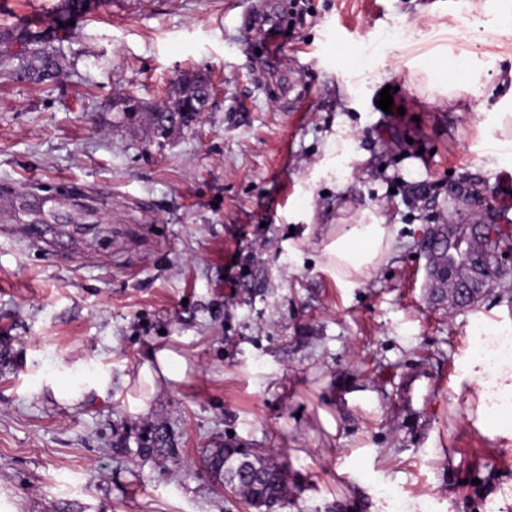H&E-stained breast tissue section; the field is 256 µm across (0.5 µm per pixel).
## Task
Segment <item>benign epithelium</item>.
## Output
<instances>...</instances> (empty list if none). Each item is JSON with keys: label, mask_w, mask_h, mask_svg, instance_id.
I'll list each match as a JSON object with an SVG mask.
<instances>
[{"label": "benign epithelium", "mask_w": 512, "mask_h": 512, "mask_svg": "<svg viewBox=\"0 0 512 512\" xmlns=\"http://www.w3.org/2000/svg\"><path fill=\"white\" fill-rule=\"evenodd\" d=\"M203 96L192 99L194 111L152 112L151 121L162 137H170L190 124V120H199L205 112L200 102ZM448 198L468 203V207L482 214V223L468 225V235L481 242V247L469 257L467 276L460 280L451 279L448 264H435L432 267L434 277L443 283H451L455 289V301L459 305H468L484 296L493 288L512 282V226L498 222L494 199L480 194L465 184L453 186L448 190Z\"/></svg>", "instance_id": "benign-epithelium-1"}]
</instances>
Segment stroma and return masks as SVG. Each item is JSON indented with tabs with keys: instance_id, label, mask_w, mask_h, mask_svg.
I'll return each instance as SVG.
<instances>
[{
	"instance_id": "obj_1",
	"label": "stroma",
	"mask_w": 512,
	"mask_h": 512,
	"mask_svg": "<svg viewBox=\"0 0 512 512\" xmlns=\"http://www.w3.org/2000/svg\"><path fill=\"white\" fill-rule=\"evenodd\" d=\"M60 7L0 0V29L53 28ZM59 47L57 81L0 72V512H252L204 465L229 440L287 463L280 512H490L498 497L512 512V452L452 406L472 331L512 324V294L449 306L418 247L433 225L473 222L448 209L463 180L512 225V147L490 139L512 80L497 13L102 0ZM446 47L483 68L487 94L439 112L405 81ZM187 72L212 89L191 129L156 138L113 111L165 101ZM339 124L365 159L312 178ZM421 182L426 203L407 206ZM376 205L392 252L341 287L304 234ZM161 349L186 376L130 412L124 379ZM76 363L111 376L106 397L54 399L45 377ZM414 372L435 383L422 425L401 401Z\"/></svg>"
}]
</instances>
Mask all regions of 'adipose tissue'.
Segmentation results:
<instances>
[{
    "instance_id": "ef3b65f1",
    "label": "adipose tissue",
    "mask_w": 512,
    "mask_h": 512,
    "mask_svg": "<svg viewBox=\"0 0 512 512\" xmlns=\"http://www.w3.org/2000/svg\"><path fill=\"white\" fill-rule=\"evenodd\" d=\"M406 85L440 109L469 105L486 93L480 69L463 65L451 55L439 65H410ZM394 240L392 226L374 210L365 208L358 211L350 224L324 225L314 246L337 283L354 287L390 255ZM503 333L502 326L494 325L482 327L473 336V348L465 368L472 390L460 398L474 427L494 442L512 441V410L504 411L488 404L490 387L512 395V360L489 363L478 348L493 343ZM185 369L184 359L172 351L163 349L151 354L137 371L128 398L131 410L147 407L157 390V378L177 381L183 377Z\"/></svg>"
}]
</instances>
